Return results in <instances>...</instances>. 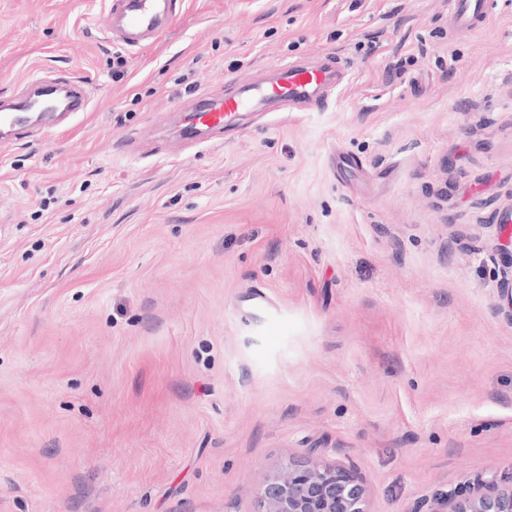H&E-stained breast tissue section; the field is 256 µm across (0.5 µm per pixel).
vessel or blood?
<instances>
[{
  "mask_svg": "<svg viewBox=\"0 0 512 512\" xmlns=\"http://www.w3.org/2000/svg\"><path fill=\"white\" fill-rule=\"evenodd\" d=\"M500 4L501 0H450V25L455 31L470 32L489 20ZM175 21L174 0H114L100 18L99 27L110 33L113 41L122 47L138 51L172 29ZM339 82V72L329 68L291 62L281 64L275 83L265 86L248 83L241 86L237 96L225 99L198 97L183 128L184 139L188 145H198L199 129L223 132L239 113L266 110L279 100L304 104L318 94L329 96ZM59 91L67 94V104L59 114L60 119L71 118L88 109L90 96L80 81L54 75L39 77L34 79L31 91L0 105V130L8 135L27 132L29 113L37 111Z\"/></svg>",
  "mask_w": 512,
  "mask_h": 512,
  "instance_id": "obj_1",
  "label": "vessel or blood"
}]
</instances>
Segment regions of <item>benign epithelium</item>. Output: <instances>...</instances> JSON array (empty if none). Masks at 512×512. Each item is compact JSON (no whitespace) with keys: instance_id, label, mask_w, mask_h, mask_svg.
<instances>
[{"instance_id":"1","label":"benign epithelium","mask_w":512,"mask_h":512,"mask_svg":"<svg viewBox=\"0 0 512 512\" xmlns=\"http://www.w3.org/2000/svg\"><path fill=\"white\" fill-rule=\"evenodd\" d=\"M495 249L509 256L498 288L496 309L512 323V231L499 225ZM262 512H368L366 490L358 481L317 459L290 466L265 485ZM428 512H512V472L493 478L475 494L466 486L432 500Z\"/></svg>"}]
</instances>
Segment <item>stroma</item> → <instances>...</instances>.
I'll list each match as a JSON object with an SVG mask.
<instances>
[{
	"label": "stroma",
	"instance_id": "1",
	"mask_svg": "<svg viewBox=\"0 0 512 512\" xmlns=\"http://www.w3.org/2000/svg\"><path fill=\"white\" fill-rule=\"evenodd\" d=\"M111 3L0 0V98L91 96L0 145V512H260L309 457L427 512L511 469L512 7L176 0L131 52ZM326 58L318 107L179 137L205 90ZM449 21L460 33L474 30L499 9L501 0H451ZM33 89L22 93L0 107V129L5 135H16L28 131L32 121L29 113L37 111L57 91H66L67 104L64 111L56 116V121L71 118L79 112H85L90 104V96L84 85L78 80L48 75L33 80ZM498 225L499 234L495 249L501 254H507L509 256V262L506 264L507 266L504 267L503 275L500 280L496 309L508 322L512 323V225Z\"/></svg>",
	"mask_w": 512,
	"mask_h": 512
}]
</instances>
